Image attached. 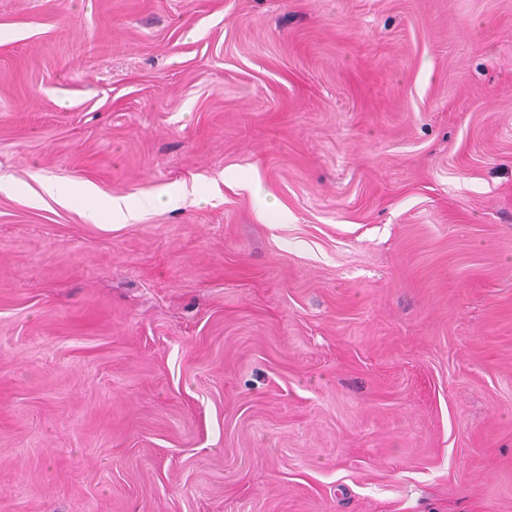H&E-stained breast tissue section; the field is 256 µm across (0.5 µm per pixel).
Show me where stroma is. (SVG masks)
Here are the masks:
<instances>
[{
    "mask_svg": "<svg viewBox=\"0 0 512 512\" xmlns=\"http://www.w3.org/2000/svg\"><path fill=\"white\" fill-rule=\"evenodd\" d=\"M0 512H512V0H0Z\"/></svg>",
    "mask_w": 512,
    "mask_h": 512,
    "instance_id": "obj_1",
    "label": "stroma"
}]
</instances>
